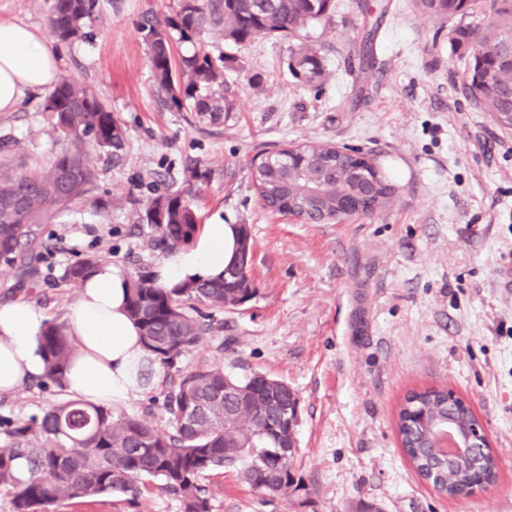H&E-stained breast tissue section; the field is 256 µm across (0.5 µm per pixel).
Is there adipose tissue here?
Segmentation results:
<instances>
[{
    "label": "adipose tissue",
    "mask_w": 512,
    "mask_h": 512,
    "mask_svg": "<svg viewBox=\"0 0 512 512\" xmlns=\"http://www.w3.org/2000/svg\"><path fill=\"white\" fill-rule=\"evenodd\" d=\"M59 73L58 54L44 31L0 22V112L16 111L27 92L52 87ZM239 236L235 224L204 225L190 244L155 266L156 286L221 277L238 255ZM128 286L125 268L114 264L100 265L81 284L65 322L75 346L64 380L72 398L112 407L146 391L141 372L148 352L127 315ZM44 320L43 311L24 297L0 304V394L42 374Z\"/></svg>",
    "instance_id": "1"
}]
</instances>
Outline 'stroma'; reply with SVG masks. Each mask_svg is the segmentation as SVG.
Segmentation results:
<instances>
[{"label":"stroma","instance_id":"obj_1","mask_svg":"<svg viewBox=\"0 0 512 512\" xmlns=\"http://www.w3.org/2000/svg\"><path fill=\"white\" fill-rule=\"evenodd\" d=\"M176 0H99L83 39L56 43L60 73L89 87L127 130L120 162L94 143L87 204L42 225L32 287L0 264V302L22 296L63 322L78 287L64 268L93 253L129 275L166 253L141 217L154 193L182 190L200 223L247 225L255 294L215 313L223 341L208 336L183 358L282 380L296 393V465L306 489L269 495L231 473L203 478L211 512H512V129L495 125L461 92L464 63L448 21L414 0H336L307 31L326 78L310 86L288 69L296 40L260 39L223 59L236 98L212 124L160 101L144 15H173ZM47 92L0 112L29 167L46 166L66 143L48 125ZM331 143L373 159L397 188L394 206L341 223L301 224L264 209L250 163L292 144ZM206 180L188 181L191 168ZM445 385L476 413L499 457L496 483L466 499L437 493L403 454L398 403L412 390ZM29 382L0 397V420L41 414L61 400ZM56 512H182L179 499L147 481L135 501L102 495Z\"/></svg>","mask_w":512,"mask_h":512}]
</instances>
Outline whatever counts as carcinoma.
<instances>
[{
	"instance_id": "obj_1",
	"label": "carcinoma",
	"mask_w": 512,
	"mask_h": 512,
	"mask_svg": "<svg viewBox=\"0 0 512 512\" xmlns=\"http://www.w3.org/2000/svg\"><path fill=\"white\" fill-rule=\"evenodd\" d=\"M424 14L453 22L448 40L465 59L462 88L475 106L496 117L512 112V0H415ZM98 0H53L48 16L55 38L69 42L85 36ZM335 0H178L165 21L148 18L140 30L148 49L154 82L173 107L218 122L235 109L224 83V66L203 49L175 61L173 43L193 42L205 33L224 37L231 46L259 38L298 37L329 16ZM288 69L309 85L321 84L326 69L319 52L302 45ZM44 111L52 129L69 146L41 169L28 171L12 155L13 142L0 144V261L16 269L18 280L31 278L30 260L38 246L40 226L62 210L87 200L96 181L85 160L84 144L121 159L125 127L106 105L78 81L63 77L48 96ZM303 151L326 153L328 170L300 162L285 148L267 153L252 169L262 205L288 213V200L317 196L318 206L303 222L315 224L320 212L335 211L336 196L365 192V185L336 179V169L351 166L352 153L329 145H303ZM381 199L375 214L395 201L392 182L380 175ZM142 221L174 249L199 232L196 213L184 193L164 192L145 205ZM87 255L65 267L61 279L73 286L98 266ZM255 292L248 273L235 277L159 288L151 272L129 280L127 313L136 323L145 348L165 369L159 428L139 415L80 400H62L39 417L4 430L0 445V488L10 491L13 512H50L65 501L101 495L136 496L137 480L163 482L179 496L182 512H211L201 480L213 472H234L251 488L269 494H295L305 489L294 467L295 453L283 457L276 427L298 398L288 384L259 372L240 376L220 363L181 366L182 357L214 331L212 312L235 309ZM42 380L63 388L74 350L65 326L47 322L41 335ZM476 416L469 406L448 404V389L432 387L409 392L399 404L396 427L401 448L416 473L440 493L455 498L473 483L496 479L491 451L450 456L437 447L438 431L450 426L467 435ZM29 476L18 477L17 461Z\"/></svg>"
}]
</instances>
